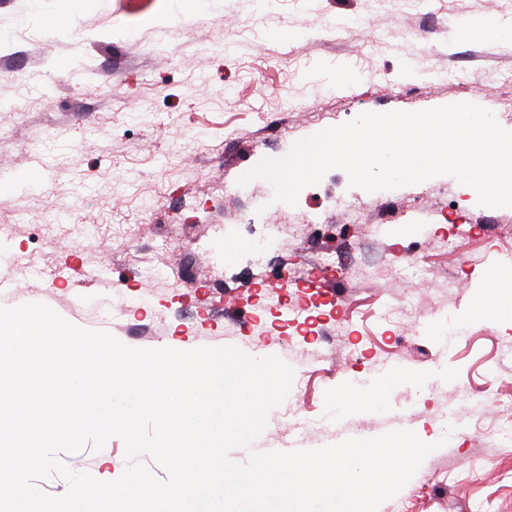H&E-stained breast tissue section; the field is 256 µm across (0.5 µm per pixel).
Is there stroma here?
Here are the masks:
<instances>
[{"instance_id": "stroma-1", "label": "stroma", "mask_w": 512, "mask_h": 512, "mask_svg": "<svg viewBox=\"0 0 512 512\" xmlns=\"http://www.w3.org/2000/svg\"><path fill=\"white\" fill-rule=\"evenodd\" d=\"M260 6L212 0L202 14L175 16L169 0H0V172L37 177L0 212V282L12 285L0 307L43 303L133 348L278 357L294 370L292 389L234 461L421 432L442 448L379 512H512V446L488 436L512 399V316L476 311L490 274L512 267L503 240L512 208L480 206L449 175L383 195L350 186L340 169L301 201L310 224L269 203L265 179L249 182V198L236 193L262 159L365 112L473 103L512 131V0H284L255 35ZM49 16L59 25L44 27ZM487 19L505 37L480 40ZM205 42L228 48L205 54ZM24 79L44 92L25 120L12 109ZM147 195L159 200L150 213L139 207ZM340 197L360 203L358 223L333 207ZM445 204L478 230L456 251L441 243ZM79 224L98 225L97 240L79 238ZM273 224L292 243L272 239ZM324 255L333 265L314 291L281 286L306 328L283 327L275 303L257 307L256 285L298 276ZM370 255L384 259L380 275L345 277ZM409 255L429 270L411 288L400 269ZM17 257L72 275L51 287L20 278ZM410 293L414 316L384 325L381 305ZM397 361L414 382L386 384ZM447 369L454 383L439 379ZM478 392L475 408L468 399ZM315 416L326 429L298 428ZM65 461L112 481L127 465L118 437Z\"/></svg>"}]
</instances>
